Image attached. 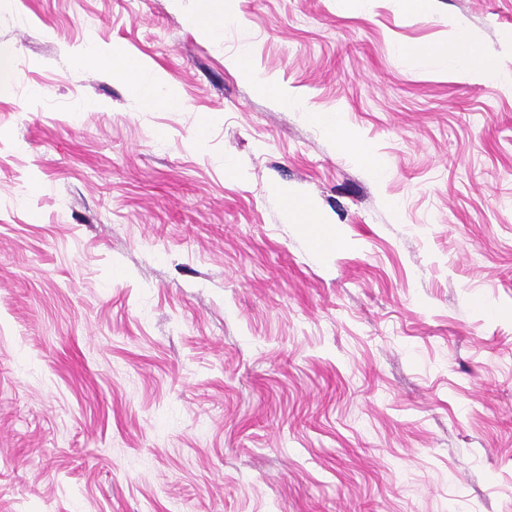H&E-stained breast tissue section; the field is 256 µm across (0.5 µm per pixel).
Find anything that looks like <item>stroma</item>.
I'll return each instance as SVG.
<instances>
[{
  "label": "stroma",
  "instance_id": "1",
  "mask_svg": "<svg viewBox=\"0 0 512 512\" xmlns=\"http://www.w3.org/2000/svg\"><path fill=\"white\" fill-rule=\"evenodd\" d=\"M195 7L0 10V512H512V86L400 52L459 24L512 74V0H239L218 41ZM90 38L182 109L78 64ZM248 57V52L243 50L234 56L225 58V64L241 79L254 83L260 91L274 96L281 106L288 107L292 110H298L300 112L304 111V106L299 100L291 98L274 84L268 82L265 78L260 77L257 71L250 64ZM353 155L364 169H366L375 180L382 182L385 178L387 171L386 160L373 153L370 149L361 144H356ZM271 192L280 197L285 205V212L289 218L301 224L316 223L314 220V204L283 187H272Z\"/></svg>",
  "mask_w": 512,
  "mask_h": 512
}]
</instances>
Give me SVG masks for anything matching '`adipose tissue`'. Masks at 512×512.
Segmentation results:
<instances>
[{
	"label": "adipose tissue",
	"instance_id": "1",
	"mask_svg": "<svg viewBox=\"0 0 512 512\" xmlns=\"http://www.w3.org/2000/svg\"><path fill=\"white\" fill-rule=\"evenodd\" d=\"M237 0H196V8L191 22L203 35L221 39L227 26L239 23ZM477 42L465 30H457L442 46H416L412 55L427 58L441 56L452 66V73L466 82H483L502 79L497 68L487 64L476 52ZM79 64H99L117 72L124 78L130 89L138 94L150 108L182 107L180 97L168 85L163 73L147 63L124 57L120 51L106 52L95 41H88L77 58Z\"/></svg>",
	"mask_w": 512,
	"mask_h": 512
}]
</instances>
